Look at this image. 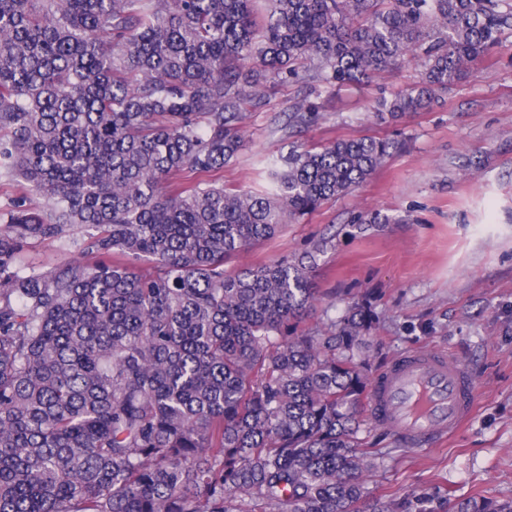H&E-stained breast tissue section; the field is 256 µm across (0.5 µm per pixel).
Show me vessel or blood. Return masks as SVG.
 <instances>
[{"mask_svg": "<svg viewBox=\"0 0 512 512\" xmlns=\"http://www.w3.org/2000/svg\"><path fill=\"white\" fill-rule=\"evenodd\" d=\"M469 369L444 352H405L377 374L370 387L372 419L411 446L454 434L475 401Z\"/></svg>", "mask_w": 512, "mask_h": 512, "instance_id": "vessel-or-blood-1", "label": "vessel or blood"}]
</instances>
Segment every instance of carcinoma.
<instances>
[{
  "label": "carcinoma",
  "instance_id": "1",
  "mask_svg": "<svg viewBox=\"0 0 512 512\" xmlns=\"http://www.w3.org/2000/svg\"><path fill=\"white\" fill-rule=\"evenodd\" d=\"M256 2L0 0V170L44 199L0 224V512H405L363 481L371 302L302 329L314 252L224 269L395 142L293 149L262 192L173 176L237 156L269 75L301 85L304 126L309 97L415 60L376 115L427 109L500 44L512 0ZM35 238L92 261L23 274Z\"/></svg>",
  "mask_w": 512,
  "mask_h": 512
}]
</instances>
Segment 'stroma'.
<instances>
[{
    "mask_svg": "<svg viewBox=\"0 0 512 512\" xmlns=\"http://www.w3.org/2000/svg\"><path fill=\"white\" fill-rule=\"evenodd\" d=\"M419 73L406 63L360 88L322 94L318 120L294 130L287 123L297 86L267 79V104L250 112L244 149L215 178L262 190L270 160L293 145L394 141L390 157L354 192L225 267L297 257L325 243L309 269L318 290L312 323L340 318L369 293L380 316L367 339L374 369L412 350L444 351L470 369L477 403L456 436L415 447L375 424L363 434L379 454L365 477L370 497L404 499L407 512H447L450 502L472 496L512 500V34L427 110L379 121L374 102L413 85ZM360 212L390 221L349 227ZM78 256L51 239L30 240L24 251L31 272Z\"/></svg>",
    "mask_w": 512,
    "mask_h": 512,
    "instance_id": "35a3bbf8",
    "label": "stroma"
}]
</instances>
